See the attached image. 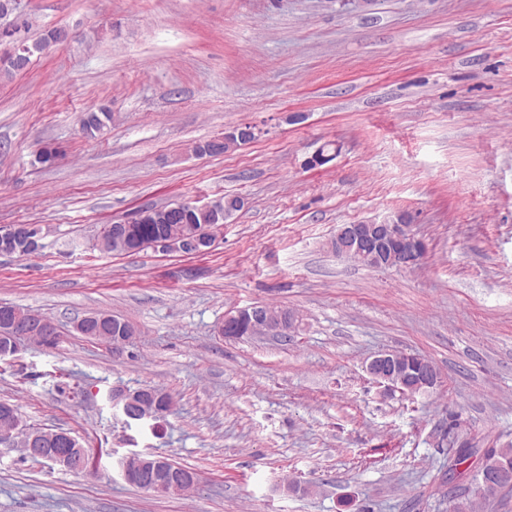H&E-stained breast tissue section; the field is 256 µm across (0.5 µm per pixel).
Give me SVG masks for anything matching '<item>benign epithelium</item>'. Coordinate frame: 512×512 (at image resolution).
Listing matches in <instances>:
<instances>
[{"label":"benign epithelium","mask_w":512,"mask_h":512,"mask_svg":"<svg viewBox=\"0 0 512 512\" xmlns=\"http://www.w3.org/2000/svg\"><path fill=\"white\" fill-rule=\"evenodd\" d=\"M197 243L189 240L160 238L153 248L162 253H196ZM336 255L351 258L373 269H412L425 254L424 242L410 230L405 216L397 214L381 222L366 224H341L332 239ZM297 316L294 311L284 308L278 314L269 313L264 305L254 304L237 309L225 315L216 327V334L228 339L244 336H285L294 331ZM52 327L47 323L18 320L6 327L4 344H0V358L13 356L19 350L21 341L33 335H48ZM366 371L373 381L384 387L388 393L417 390L428 393L443 383V377L435 364L424 356H415V362L404 363L393 351H381L367 363ZM151 391L145 390L140 398L121 396V412L126 420L141 423V400Z\"/></svg>","instance_id":"obj_1"}]
</instances>
